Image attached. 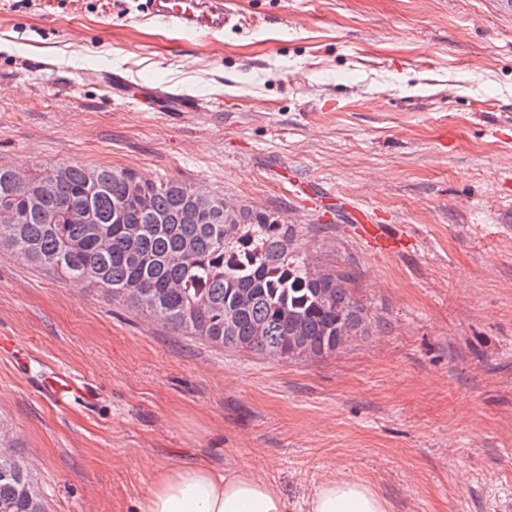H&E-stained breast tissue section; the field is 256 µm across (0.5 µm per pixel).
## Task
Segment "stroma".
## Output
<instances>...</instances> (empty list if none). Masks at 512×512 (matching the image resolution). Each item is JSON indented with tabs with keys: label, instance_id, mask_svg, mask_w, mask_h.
<instances>
[{
	"label": "stroma",
	"instance_id": "1",
	"mask_svg": "<svg viewBox=\"0 0 512 512\" xmlns=\"http://www.w3.org/2000/svg\"><path fill=\"white\" fill-rule=\"evenodd\" d=\"M179 36L140 0H0V165L179 179L278 215L371 321L319 358L214 346L0 250V336L99 388L64 407L0 350V424L49 512H137L161 468L246 467L303 512H512V14L494 0H227ZM207 101L106 93L99 72ZM402 225L378 254L293 180ZM307 512H387L386 501L365 480L329 478L319 483L307 502Z\"/></svg>",
	"mask_w": 512,
	"mask_h": 512
}]
</instances>
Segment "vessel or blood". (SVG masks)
Returning a JSON list of instances; mask_svg holds the SVG:
<instances>
[{
	"instance_id": "1",
	"label": "vessel or blood",
	"mask_w": 512,
	"mask_h": 512,
	"mask_svg": "<svg viewBox=\"0 0 512 512\" xmlns=\"http://www.w3.org/2000/svg\"><path fill=\"white\" fill-rule=\"evenodd\" d=\"M144 18L184 35L218 34L238 24L236 14L225 6L224 0H145ZM355 220L357 233L376 253H395L404 247L405 234L399 225L373 223L368 214L361 212L356 213ZM66 385L73 387L76 396L85 403H94L98 398L96 391L76 386L73 376L61 369L54 371L41 388L54 396Z\"/></svg>"
}]
</instances>
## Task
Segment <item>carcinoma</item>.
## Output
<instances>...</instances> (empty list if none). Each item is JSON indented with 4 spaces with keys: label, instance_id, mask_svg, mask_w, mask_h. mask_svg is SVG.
Wrapping results in <instances>:
<instances>
[{
    "label": "carcinoma",
    "instance_id": "cac0c4a2",
    "mask_svg": "<svg viewBox=\"0 0 512 512\" xmlns=\"http://www.w3.org/2000/svg\"><path fill=\"white\" fill-rule=\"evenodd\" d=\"M0 208V248L216 346L314 358L368 333L347 278L312 267L290 225L186 182L76 165L26 179L0 166ZM0 512H47L14 452L0 456Z\"/></svg>",
    "mask_w": 512,
    "mask_h": 512
}]
</instances>
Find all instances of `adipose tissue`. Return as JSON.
Wrapping results in <instances>:
<instances>
[{"label": "adipose tissue", "instance_id": "1", "mask_svg": "<svg viewBox=\"0 0 512 512\" xmlns=\"http://www.w3.org/2000/svg\"><path fill=\"white\" fill-rule=\"evenodd\" d=\"M307 512H387L386 501L365 480L330 478L319 483ZM139 512H290L272 483L246 468L221 471L175 465L157 472L140 497Z\"/></svg>", "mask_w": 512, "mask_h": 512}]
</instances>
